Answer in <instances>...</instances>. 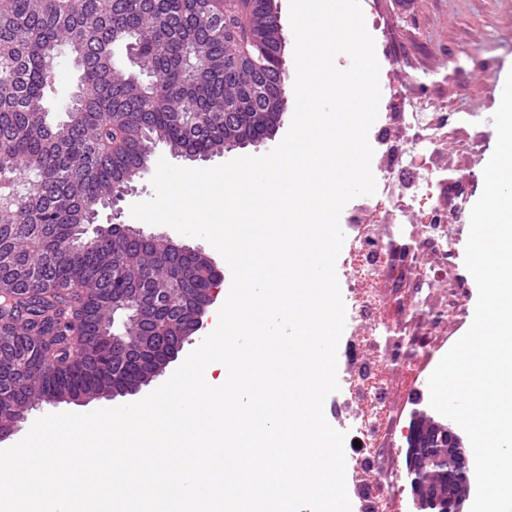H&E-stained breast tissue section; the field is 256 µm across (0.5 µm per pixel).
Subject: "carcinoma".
<instances>
[{"label": "carcinoma", "instance_id": "cac0c4a2", "mask_svg": "<svg viewBox=\"0 0 512 512\" xmlns=\"http://www.w3.org/2000/svg\"><path fill=\"white\" fill-rule=\"evenodd\" d=\"M129 45L125 69L116 50ZM278 52L264 0H0V394L29 407L92 398L184 346L208 256L83 228L158 146L212 156L236 130L257 137L285 91ZM64 53L80 87L62 107ZM141 301L144 320L106 350L113 307Z\"/></svg>", "mask_w": 512, "mask_h": 512}]
</instances>
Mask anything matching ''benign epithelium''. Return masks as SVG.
I'll return each instance as SVG.
<instances>
[{
	"instance_id": "obj_1",
	"label": "benign epithelium",
	"mask_w": 512,
	"mask_h": 512,
	"mask_svg": "<svg viewBox=\"0 0 512 512\" xmlns=\"http://www.w3.org/2000/svg\"><path fill=\"white\" fill-rule=\"evenodd\" d=\"M112 202L114 223L101 227L97 237L112 236L120 228L130 240L143 244L140 230L118 221L123 209ZM27 419V410L13 399L0 398V441L13 434ZM406 470L403 489L409 493L411 512H465L471 491L472 454L449 419L424 407L413 411L406 431Z\"/></svg>"
}]
</instances>
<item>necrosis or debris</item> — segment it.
Instances as JSON below:
<instances>
[{
	"mask_svg": "<svg viewBox=\"0 0 512 512\" xmlns=\"http://www.w3.org/2000/svg\"><path fill=\"white\" fill-rule=\"evenodd\" d=\"M411 87L402 83L393 86L384 108L378 112L372 148L380 156L374 172L377 184L375 194L366 196L361 206L344 209L342 222L346 227L350 249L336 267L341 297L346 308L345 336L339 344L345 353L376 344L382 326L376 320L377 294L374 285L381 268L393 255V244L378 230L381 215L387 206H394L404 217L421 220L419 242L430 249L436 261L423 272L425 282L437 286L448 279V231L460 221L461 212L445 216L438 223L430 222L435 205L438 179L431 164L437 150L434 139L438 131L436 118L428 112L403 113L399 103L409 96ZM407 116L414 131L411 143H404L399 136L390 134L387 121L394 116ZM399 173L406 180L411 193L407 199H393L390 192L391 173ZM339 389L337 403H344L346 396L362 395L367 405L362 414L340 422L345 432L346 478L370 466V450L377 442L378 431L374 417L387 413L385 380L374 360L359 359L353 366L341 365L337 370Z\"/></svg>",
	"mask_w": 512,
	"mask_h": 512,
	"instance_id": "4bbe7bcc",
	"label": "necrosis or debris"
}]
</instances>
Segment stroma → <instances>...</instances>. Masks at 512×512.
Wrapping results in <instances>:
<instances>
[{
	"label": "stroma",
	"mask_w": 512,
	"mask_h": 512,
	"mask_svg": "<svg viewBox=\"0 0 512 512\" xmlns=\"http://www.w3.org/2000/svg\"><path fill=\"white\" fill-rule=\"evenodd\" d=\"M367 30L375 40L380 69L387 83L419 81L422 94L411 97L407 108L416 112L452 113L450 137L436 146L435 165L448 172L479 173L492 155L497 135L492 116L501 100L508 72L512 71V0H360ZM401 59L391 69L387 57ZM460 76H453V69ZM153 195L150 176L137 180L135 191L122 204L124 223L145 234L167 236L174 242L202 249L216 264L220 253L207 241L184 236L165 225H150L134 219L133 204ZM429 254L398 258L385 267L377 280L382 303L381 317L392 328L382 335L379 349H364L363 357H377L386 377L389 417L381 426L373 464L362 472L363 481L391 482L388 512H409L407 492L402 491L406 442L403 430L418 402L414 395L426 391L428 379L440 356L468 330L476 301L475 293L463 297L461 309L447 322L435 324L431 315L448 301L444 288H416ZM200 329L186 343L176 361L162 375L142 386L138 394L93 399L85 403L44 404L32 410L28 423L15 432V439L28 433L30 421L55 412L87 413L136 402L166 382L179 361L207 336Z\"/></svg>",
	"instance_id": "stroma-1"
}]
</instances>
